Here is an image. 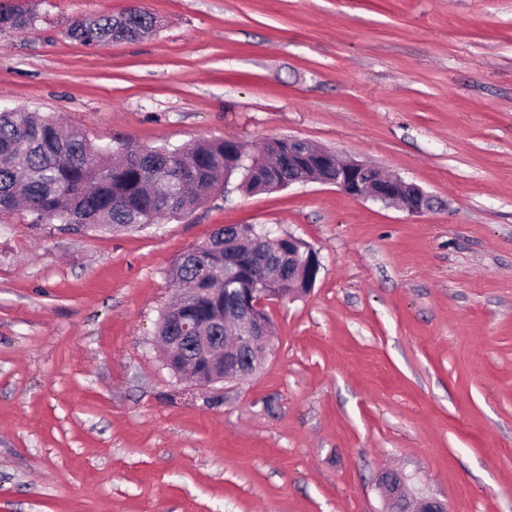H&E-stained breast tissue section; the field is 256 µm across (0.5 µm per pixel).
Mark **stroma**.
<instances>
[{
  "label": "stroma",
  "instance_id": "obj_1",
  "mask_svg": "<svg viewBox=\"0 0 512 512\" xmlns=\"http://www.w3.org/2000/svg\"><path fill=\"white\" fill-rule=\"evenodd\" d=\"M156 31L86 46L78 15ZM0 108L96 146L293 137L434 199L413 215L239 176L140 232L0 215V512H382L379 481L512 512V0H13ZM228 224L318 254L253 376L186 390L154 345L172 262ZM11 2L0 1V35H5L3 31L6 29L21 33L35 28L39 21L36 11L32 8L22 9Z\"/></svg>",
  "mask_w": 512,
  "mask_h": 512
}]
</instances>
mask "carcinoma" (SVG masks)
Segmentation results:
<instances>
[{
  "label": "carcinoma",
  "instance_id": "1",
  "mask_svg": "<svg viewBox=\"0 0 512 512\" xmlns=\"http://www.w3.org/2000/svg\"><path fill=\"white\" fill-rule=\"evenodd\" d=\"M35 10L0 0V35L4 30L26 32L36 27ZM156 28V18L135 5L117 15L81 16L70 20L67 34L85 45L134 41ZM231 138L202 140L189 147L143 148L129 142L101 151L86 135L57 123L53 117L20 109L0 111V213L24 206L32 223L57 221L73 232H138L163 217H177L197 207L224 180L241 175L238 188L254 193L286 188L288 153L265 143L255 155L260 162L251 176L244 169L224 163ZM277 169L278 181H263L264 169ZM261 253L270 260L271 272L283 276L270 281L283 296L296 283L288 278L302 265L304 249L254 238L251 226L216 230L204 243L178 256L170 278L176 298L159 317L157 335H176L184 321L215 337L216 349L224 347L221 310L235 305L224 292V253Z\"/></svg>",
  "mask_w": 512,
  "mask_h": 512
}]
</instances>
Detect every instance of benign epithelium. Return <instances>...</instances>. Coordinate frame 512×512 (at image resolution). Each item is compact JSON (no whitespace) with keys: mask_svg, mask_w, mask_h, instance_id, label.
<instances>
[{"mask_svg":"<svg viewBox=\"0 0 512 512\" xmlns=\"http://www.w3.org/2000/svg\"><path fill=\"white\" fill-rule=\"evenodd\" d=\"M288 158L297 164L299 175L288 179V185L319 182L335 186L353 200L372 199L390 206H398L411 214H421L433 208V198L421 187L398 176L384 175L372 166L348 159L343 160L325 150H312L307 143L296 138L280 139ZM252 255L237 253L224 260L236 268L245 262L256 272L255 278L267 281V273L258 271L251 263ZM282 297L269 288L257 286L238 301L235 307V330L224 337V361L229 364L250 362V354L263 351L269 354L274 347L270 334L266 307ZM227 376L216 375L180 377L188 387H209L222 382ZM403 477L395 472L386 473L381 480L385 500L384 512H448L440 501L430 497H408L403 493Z\"/></svg>","mask_w":512,"mask_h":512,"instance_id":"1","label":"benign epithelium"}]
</instances>
